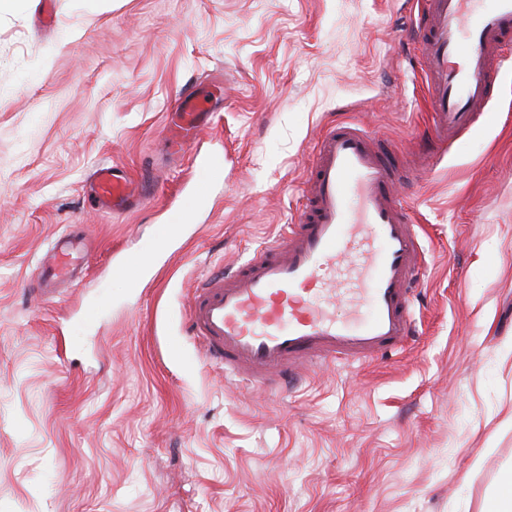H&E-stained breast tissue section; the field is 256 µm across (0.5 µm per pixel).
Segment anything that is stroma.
Returning <instances> with one entry per match:
<instances>
[{
	"label": "stroma",
	"mask_w": 512,
	"mask_h": 512,
	"mask_svg": "<svg viewBox=\"0 0 512 512\" xmlns=\"http://www.w3.org/2000/svg\"><path fill=\"white\" fill-rule=\"evenodd\" d=\"M52 8L47 27L41 0L0 12V512H487L512 474V66L465 148L421 174L413 0ZM187 87L217 104L199 146L223 151L225 179L136 290L110 276L113 252L153 239L206 180L159 135ZM341 119L409 172L428 254L419 335L266 395L202 360L190 300L297 217L315 138ZM104 163L152 168L150 202L99 213ZM64 234L90 267L36 300Z\"/></svg>",
	"instance_id": "obj_1"
}]
</instances>
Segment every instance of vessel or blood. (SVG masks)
I'll return each instance as SVG.
<instances>
[{
    "instance_id": "1",
    "label": "vessel or blood",
    "mask_w": 512,
    "mask_h": 512,
    "mask_svg": "<svg viewBox=\"0 0 512 512\" xmlns=\"http://www.w3.org/2000/svg\"><path fill=\"white\" fill-rule=\"evenodd\" d=\"M428 120L439 147H462L484 115L512 35V0H417ZM206 110L194 91L176 99L164 128L171 154L194 149ZM209 186L224 181V156H199ZM403 177L386 146L360 123L344 120L320 133L313 148L295 223L250 252L235 268L216 270L196 285L189 305L192 337L225 374L266 387L303 379L317 364L372 362L406 349L415 332L416 284L427 264L419 230L395 191ZM151 170L138 177L113 166L95 171V205L124 212L146 205ZM207 188L181 195V219L200 211ZM159 246L117 258L112 274L141 287ZM82 243L54 246L38 293L52 299L58 282L83 269ZM344 311H337V304Z\"/></svg>"
}]
</instances>
